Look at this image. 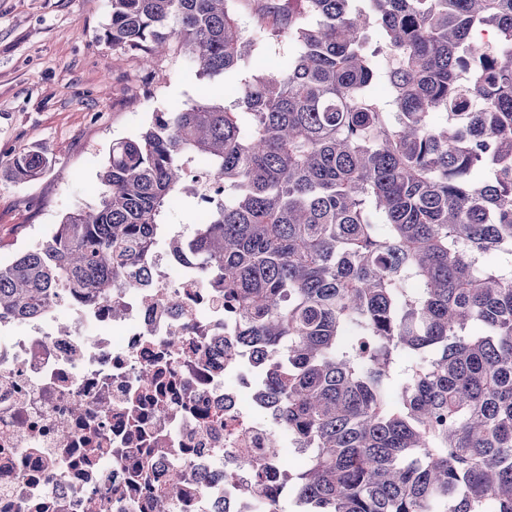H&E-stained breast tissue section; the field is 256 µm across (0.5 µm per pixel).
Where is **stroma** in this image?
Instances as JSON below:
<instances>
[{
  "label": "stroma",
  "mask_w": 512,
  "mask_h": 512,
  "mask_svg": "<svg viewBox=\"0 0 512 512\" xmlns=\"http://www.w3.org/2000/svg\"><path fill=\"white\" fill-rule=\"evenodd\" d=\"M108 0H0V263L31 248L77 206L95 205L114 140L135 136L154 113L217 95L238 98L240 79L201 78L179 45L152 68L107 45ZM47 164L13 175L20 152Z\"/></svg>",
  "instance_id": "obj_1"
}]
</instances>
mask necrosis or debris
I'll list each match as a JSON object with an SVG mask.
<instances>
[{"label":"necrosis or debris","instance_id":"necrosis-or-debris-1","mask_svg":"<svg viewBox=\"0 0 512 512\" xmlns=\"http://www.w3.org/2000/svg\"><path fill=\"white\" fill-rule=\"evenodd\" d=\"M266 361L224 291L157 248L139 287L0 318V512H273ZM277 448H270V437Z\"/></svg>","mask_w":512,"mask_h":512}]
</instances>
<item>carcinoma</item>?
<instances>
[{
    "label": "carcinoma",
    "instance_id": "carcinoma-1",
    "mask_svg": "<svg viewBox=\"0 0 512 512\" xmlns=\"http://www.w3.org/2000/svg\"><path fill=\"white\" fill-rule=\"evenodd\" d=\"M232 2L110 0L105 41L224 77L257 50ZM253 2L287 68L113 141L99 203L0 265V315L105 299L161 240L182 256L166 212L203 158L224 194L191 247L282 358L275 424L313 448L295 512H512V0Z\"/></svg>",
    "mask_w": 512,
    "mask_h": 512
}]
</instances>
